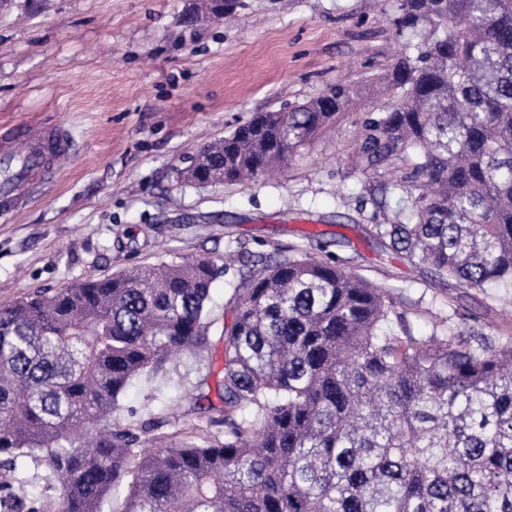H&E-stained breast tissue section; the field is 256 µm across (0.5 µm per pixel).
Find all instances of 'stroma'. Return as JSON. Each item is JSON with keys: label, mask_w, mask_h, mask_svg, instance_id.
Instances as JSON below:
<instances>
[{"label": "stroma", "mask_w": 512, "mask_h": 512, "mask_svg": "<svg viewBox=\"0 0 512 512\" xmlns=\"http://www.w3.org/2000/svg\"><path fill=\"white\" fill-rule=\"evenodd\" d=\"M198 2L0 0V127L62 126L72 137L54 177L0 222V305L136 266L202 256L225 266L205 352H183L119 398L115 419L137 434L135 452L163 438L223 439L221 330L254 255L294 249L359 274L385 289L401 335H512V304L498 289L436 281L367 236L411 204L401 191L373 207L390 174L358 154L365 120L391 103L375 79L407 41L396 0H240L230 17L185 24ZM340 82L364 97L274 176L182 182L203 145ZM11 481L32 497L60 496L37 453L19 460Z\"/></svg>", "instance_id": "stroma-1"}]
</instances>
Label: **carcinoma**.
Masks as SVG:
<instances>
[{
	"label": "carcinoma",
	"instance_id": "obj_1",
	"mask_svg": "<svg viewBox=\"0 0 512 512\" xmlns=\"http://www.w3.org/2000/svg\"><path fill=\"white\" fill-rule=\"evenodd\" d=\"M410 41L365 123L367 165L422 192L370 236L464 288L512 293V0H397ZM419 42H413V39ZM338 83L204 145L183 182L269 173L351 108ZM221 268L121 270L0 306V465L40 453L63 512H512V337L390 331L387 293L306 254L260 257L224 324V441L134 454L132 380L194 350ZM0 512H50L0 480Z\"/></svg>",
	"mask_w": 512,
	"mask_h": 512
}]
</instances>
